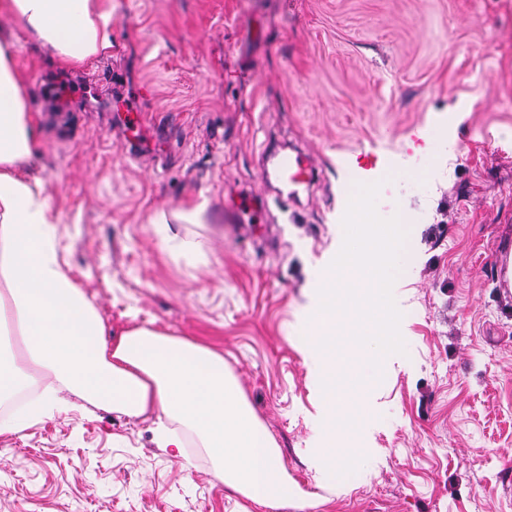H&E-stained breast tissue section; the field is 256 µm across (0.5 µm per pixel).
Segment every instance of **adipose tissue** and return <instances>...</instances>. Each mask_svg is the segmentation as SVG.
I'll return each instance as SVG.
<instances>
[{
	"label": "adipose tissue",
	"instance_id": "1",
	"mask_svg": "<svg viewBox=\"0 0 512 512\" xmlns=\"http://www.w3.org/2000/svg\"><path fill=\"white\" fill-rule=\"evenodd\" d=\"M0 14L23 26L61 60L81 62L112 49V15L101 0H0ZM207 202L156 214L164 246L202 257L203 239L181 224L206 221ZM37 153L26 85L14 41L0 34V328L20 336L23 351L0 356V400L25 391L32 369L53 386L8 418L0 433L19 432L61 408L58 389L88 404L131 416L152 415L164 448L182 450L184 431L205 448L221 482L254 502L282 505L298 492L273 441L210 347L145 328L108 344L94 306L62 271L55 224Z\"/></svg>",
	"mask_w": 512,
	"mask_h": 512
}]
</instances>
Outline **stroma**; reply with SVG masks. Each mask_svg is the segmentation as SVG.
<instances>
[{
  "label": "stroma",
  "instance_id": "1",
  "mask_svg": "<svg viewBox=\"0 0 512 512\" xmlns=\"http://www.w3.org/2000/svg\"><path fill=\"white\" fill-rule=\"evenodd\" d=\"M112 49L59 61L0 16L29 92L67 278L108 341L134 327L222 351L298 501L270 507L219 482L193 434L162 448L151 419L70 402L0 434V512H512V0H103ZM120 86L62 111L40 92L85 70ZM156 115L138 151L114 99ZM310 153L313 195L289 207L266 154ZM380 168L406 212L393 285L406 356L390 363L344 487L319 480L317 386L298 326L343 242L346 192ZM248 194L266 221L240 224ZM208 203L206 260L161 244L150 217Z\"/></svg>",
  "mask_w": 512,
  "mask_h": 512
}]
</instances>
